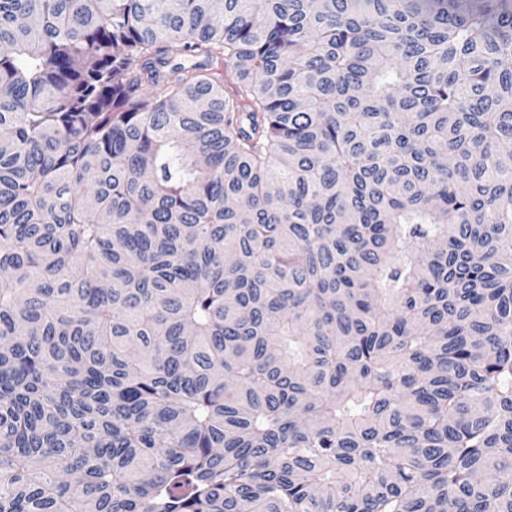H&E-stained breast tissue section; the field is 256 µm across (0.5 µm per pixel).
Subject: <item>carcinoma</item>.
<instances>
[{
	"instance_id": "carcinoma-1",
	"label": "carcinoma",
	"mask_w": 512,
	"mask_h": 512,
	"mask_svg": "<svg viewBox=\"0 0 512 512\" xmlns=\"http://www.w3.org/2000/svg\"><path fill=\"white\" fill-rule=\"evenodd\" d=\"M506 147L512 0H0V512H512Z\"/></svg>"
}]
</instances>
